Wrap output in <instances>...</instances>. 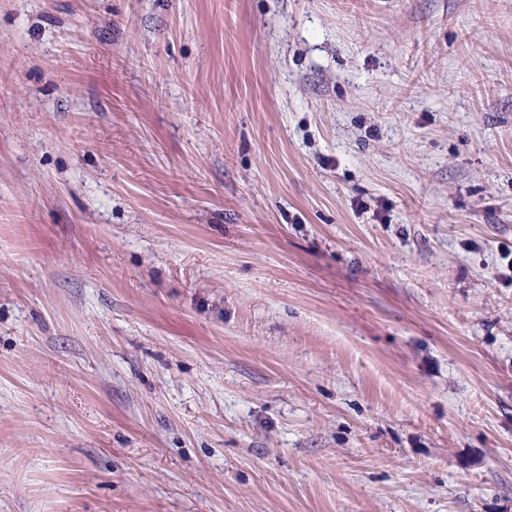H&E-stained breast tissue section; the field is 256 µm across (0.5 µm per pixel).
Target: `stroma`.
<instances>
[{
  "instance_id": "1",
  "label": "stroma",
  "mask_w": 512,
  "mask_h": 512,
  "mask_svg": "<svg viewBox=\"0 0 512 512\" xmlns=\"http://www.w3.org/2000/svg\"><path fill=\"white\" fill-rule=\"evenodd\" d=\"M0 512H512V0H0Z\"/></svg>"
}]
</instances>
